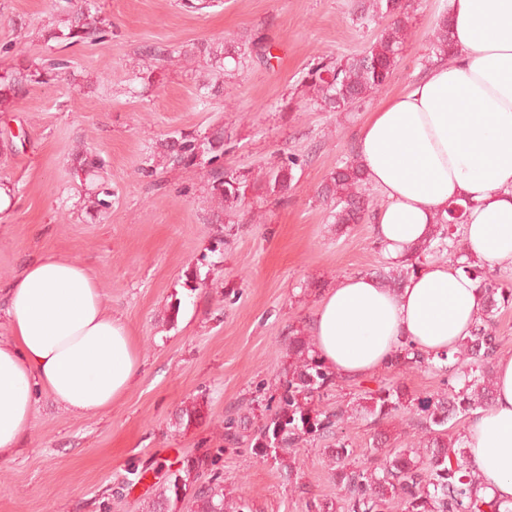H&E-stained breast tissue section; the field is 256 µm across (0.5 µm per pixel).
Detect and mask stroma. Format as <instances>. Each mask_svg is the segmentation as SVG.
<instances>
[{
	"mask_svg": "<svg viewBox=\"0 0 512 512\" xmlns=\"http://www.w3.org/2000/svg\"><path fill=\"white\" fill-rule=\"evenodd\" d=\"M51 2L0 0V67L11 62L9 46L38 62L70 63L66 80L33 87L0 112V182L15 191L0 216V287L34 257L84 264L129 327L142 369L104 413L76 417L40 395L18 448L0 458V512H145L158 482L136 480L135 471L217 447L229 415L248 428L219 463L227 499L246 500L253 512L336 502L327 440L305 439L279 463L255 454L250 440L269 416L256 396L276 394L289 339L307 330L323 290L388 261L371 224L337 233L316 189L355 154L368 113L423 73L447 0H408L409 34L391 80L341 112L322 110L301 83L319 58L360 54L387 24L378 13L357 17V0H212L197 11L183 0H97L110 33L70 48L42 38L57 20ZM256 31L272 43L270 65L226 71L217 97L199 89L203 65L166 58ZM148 69L146 84L137 75ZM218 127L225 165L259 170L303 158L287 198L251 194L226 216L202 169L162 158L159 144L171 133ZM86 149L105 162L107 204L94 217L73 161ZM444 378L403 367L340 379L323 404L353 410L343 428L351 463H361L375 431L393 449L417 438L402 416L372 426L366 391L397 381L423 397ZM185 407L197 416L183 426ZM291 463L300 477L289 476Z\"/></svg>",
	"mask_w": 512,
	"mask_h": 512,
	"instance_id": "stroma-1",
	"label": "stroma"
}]
</instances>
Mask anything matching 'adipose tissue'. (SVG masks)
I'll use <instances>...</instances> for the list:
<instances>
[{
	"instance_id": "1",
	"label": "adipose tissue",
	"mask_w": 512,
	"mask_h": 512,
	"mask_svg": "<svg viewBox=\"0 0 512 512\" xmlns=\"http://www.w3.org/2000/svg\"><path fill=\"white\" fill-rule=\"evenodd\" d=\"M447 61L370 112L357 137L371 214L392 260L429 240L449 203L466 207L464 259L512 263V0H448ZM464 259L430 258L399 291L368 276L326 290L309 323L322 362L343 378L386 367L408 344L426 355L454 348L483 297ZM0 458L29 429L40 394L77 417L110 410L141 370L133 338L81 263L29 261L0 289ZM491 407L472 412L464 446L485 512H512V353L493 362Z\"/></svg>"
}]
</instances>
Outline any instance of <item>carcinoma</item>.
<instances>
[{"label":"carcinoma","mask_w":512,"mask_h":512,"mask_svg":"<svg viewBox=\"0 0 512 512\" xmlns=\"http://www.w3.org/2000/svg\"><path fill=\"white\" fill-rule=\"evenodd\" d=\"M374 11L389 17L390 23L378 38L361 54L345 61L322 59L308 69L305 81L316 92V102L327 112H339L383 88L396 70L405 43L407 16L403 0H373ZM60 25L46 31V39L67 46L102 38L110 28L102 17L96 0H66L58 6ZM452 42L448 17H443L434 32L435 55L448 56ZM193 55L207 66L222 71L225 60L231 58L241 65L272 59L271 42L255 33L241 42L230 41L215 45L195 46ZM68 61L49 65L28 60L24 51L13 55V63L0 71V112H5L33 86H50L66 75ZM167 163L193 167L206 165L207 185L211 196L224 207V212H236L248 193L258 192L285 197L294 178L293 170L301 159L290 154L270 167L257 180L244 169L224 167V133L198 135L178 132L163 144ZM102 162L95 154L76 158L75 171L85 178L99 177ZM318 195L332 206L336 227L361 224L370 217V201L366 195L365 178L358 161L341 162L336 170L318 187ZM466 208L448 205V217L436 225L428 242L415 248L411 258L397 263L377 277L389 289L402 287L410 274L426 257L442 250L459 258L463 255L462 225ZM465 272L477 280L483 295V308L469 336L463 339L452 355L438 356L439 362L419 351L406 347L393 355L390 366L434 368L448 374V379H461L463 386L448 388L422 398H413L404 386L381 384L369 392L372 406L369 414L375 426L399 413L415 411L423 436L415 448L396 450L384 457L379 446L365 453L362 466L347 462L349 453L339 433L347 420L348 411L322 410L314 399L324 396L337 384V376L323 365L315 347L296 335L289 343V353L295 362L288 368V378L276 405L253 438V448L266 458L281 460L280 452L306 437L334 439L336 486L341 491L342 512H387L389 504L398 499L404 512H483V501L472 492L475 476L463 441L448 434V423L477 408H488L494 400L492 360L497 352L494 317L503 308L512 307V283H497L485 268L464 265ZM241 424L230 416L224 421V447L206 449L199 456H187L181 468L168 475L161 484L156 500L148 512H165L170 501L181 500V494L208 470H213L224 453L239 447ZM188 512H251L239 501L228 504L224 498V482L214 473L211 480L196 486Z\"/></svg>","instance_id":"carcinoma-1"}]
</instances>
